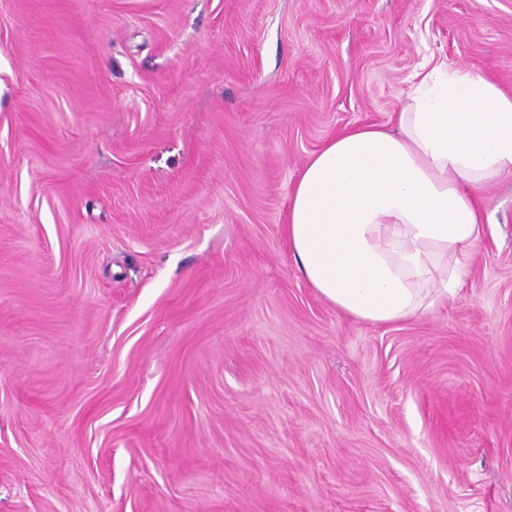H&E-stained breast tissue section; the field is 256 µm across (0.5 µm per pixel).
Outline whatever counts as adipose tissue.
<instances>
[{
	"instance_id": "ef3b65f1",
	"label": "adipose tissue",
	"mask_w": 512,
	"mask_h": 512,
	"mask_svg": "<svg viewBox=\"0 0 512 512\" xmlns=\"http://www.w3.org/2000/svg\"><path fill=\"white\" fill-rule=\"evenodd\" d=\"M512 173V95L470 70L434 67L393 127L327 141L300 173L288 241L316 293L388 325L454 297L484 231L485 186Z\"/></svg>"
}]
</instances>
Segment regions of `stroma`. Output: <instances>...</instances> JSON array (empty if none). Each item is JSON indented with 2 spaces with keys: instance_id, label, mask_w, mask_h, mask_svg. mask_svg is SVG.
<instances>
[{
  "instance_id": "stroma-1",
  "label": "stroma",
  "mask_w": 512,
  "mask_h": 512,
  "mask_svg": "<svg viewBox=\"0 0 512 512\" xmlns=\"http://www.w3.org/2000/svg\"><path fill=\"white\" fill-rule=\"evenodd\" d=\"M512 0H0V512H512V175L448 303L355 320L286 232Z\"/></svg>"
}]
</instances>
